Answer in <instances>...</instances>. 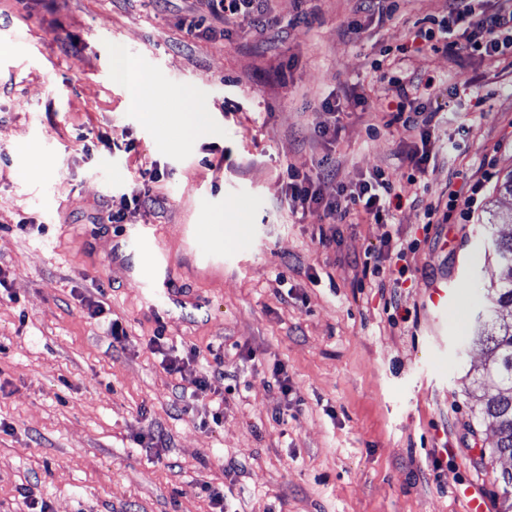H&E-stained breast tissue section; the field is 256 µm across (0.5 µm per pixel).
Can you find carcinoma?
Listing matches in <instances>:
<instances>
[{"instance_id": "carcinoma-1", "label": "carcinoma", "mask_w": 512, "mask_h": 512, "mask_svg": "<svg viewBox=\"0 0 512 512\" xmlns=\"http://www.w3.org/2000/svg\"><path fill=\"white\" fill-rule=\"evenodd\" d=\"M489 224L496 228L493 254L499 283L487 294V317L477 319L474 340L484 353L480 379L494 381L497 393L481 399L480 415L496 427L494 452L512 460V207L494 213Z\"/></svg>"}]
</instances>
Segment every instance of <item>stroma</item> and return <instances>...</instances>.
<instances>
[{
	"mask_svg": "<svg viewBox=\"0 0 512 512\" xmlns=\"http://www.w3.org/2000/svg\"><path fill=\"white\" fill-rule=\"evenodd\" d=\"M316 4L308 26L216 21L189 40L181 23L202 16L199 0H0V512L34 500L50 512H212L206 483L231 512H466L470 488L502 512L506 462L475 400L496 386L475 383L472 329L498 280L487 218L512 203L499 191L512 173V74L465 53H409V69L453 90L433 139L475 120L461 166L492 177L466 223L424 225L407 202L388 224L337 225L324 247L321 212L296 218L281 197L286 170L316 172V110L330 96L343 106L339 180L381 168L405 181L417 133L369 138L379 116L354 97L380 49L409 45L442 0H404L355 40L338 34L352 0ZM117 46L156 77L143 91L155 123L113 75ZM176 93L206 105L214 134L183 135ZM148 169L159 173L151 207L128 206ZM242 219L240 241L209 239L208 225L230 236ZM144 224L168 281L128 238ZM411 242L403 288L388 286L393 260L365 274L374 253ZM440 281L453 301L444 320L427 297ZM157 336L195 349L184 374L164 370ZM218 356L223 376L195 388ZM218 406L222 424L207 426ZM445 444L453 454L434 468Z\"/></svg>",
	"mask_w": 512,
	"mask_h": 512,
	"instance_id": "35a3bbf8",
	"label": "stroma"
}]
</instances>
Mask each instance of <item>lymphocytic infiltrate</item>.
<instances>
[{
	"mask_svg": "<svg viewBox=\"0 0 512 512\" xmlns=\"http://www.w3.org/2000/svg\"><path fill=\"white\" fill-rule=\"evenodd\" d=\"M269 0H203L209 14L219 21L243 19L267 29L275 24L269 15ZM399 0H355L344 19L345 36L360 34L367 20L392 18ZM416 38L426 42L431 51L455 56L460 53L479 56L490 63L512 68V0H501L494 11H486L481 0H443L438 15L417 26ZM377 96L386 101L383 112L385 128L419 131L428 138L438 119L437 111L419 107L420 99L432 97L441 87L436 75L410 72L396 59L378 60ZM413 171L405 184H395L382 170L354 184L338 181L332 155H324L316 175L288 170L282 193L291 213L322 211L332 224L347 217L363 218L377 224L386 223L392 211L400 209L419 175L425 174L427 153L415 152L408 157Z\"/></svg>",
	"mask_w": 512,
	"mask_h": 512,
	"instance_id": "lymphocytic-infiltrate-1",
	"label": "lymphocytic infiltrate"
}]
</instances>
